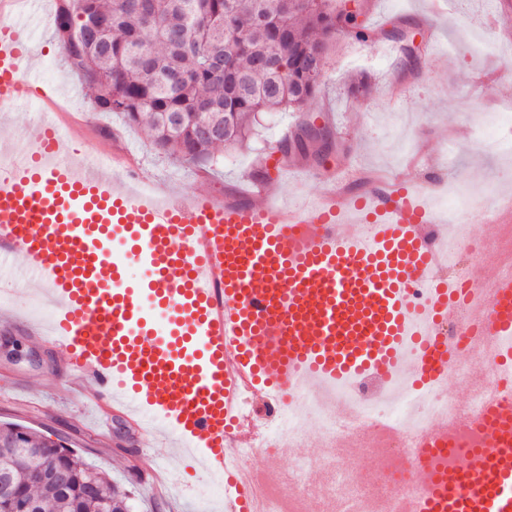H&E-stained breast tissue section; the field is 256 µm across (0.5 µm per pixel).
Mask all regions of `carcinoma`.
<instances>
[{
  "mask_svg": "<svg viewBox=\"0 0 512 512\" xmlns=\"http://www.w3.org/2000/svg\"><path fill=\"white\" fill-rule=\"evenodd\" d=\"M82 0H63L54 29L72 64L94 89L102 112H118L142 128L154 148L197 162L226 146L244 145L264 112L298 109L319 92L326 58L341 36L366 42L376 35L362 8L336 0H155L141 11L135 0H95L111 24L97 38L81 36ZM177 112L171 126L165 114ZM225 119L228 131L209 138ZM330 135L300 127L279 150L307 155L309 143ZM32 445L41 455L14 471L19 496L0 512H24L31 500L40 512H133L129 498L113 494L102 507L92 485L108 481L72 450L32 429L0 425V465ZM61 466L72 480L65 491L39 480L45 465Z\"/></svg>",
  "mask_w": 512,
  "mask_h": 512,
  "instance_id": "1",
  "label": "carcinoma"
}]
</instances>
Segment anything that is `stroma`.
Listing matches in <instances>:
<instances>
[{"label": "stroma", "instance_id": "stroma-1", "mask_svg": "<svg viewBox=\"0 0 512 512\" xmlns=\"http://www.w3.org/2000/svg\"><path fill=\"white\" fill-rule=\"evenodd\" d=\"M35 31V64L54 86L68 120L87 125L88 152L130 155L138 183L171 193L205 191L218 198L254 204L276 196L303 203L330 190L351 168L390 176L407 174L413 187L428 177L466 189L512 195V151L482 144L486 126L503 104H512V28L495 29V18L512 21V0H364L365 20L376 41L338 38L330 52L316 99L302 110L264 115L246 146L227 148L207 162L184 163L159 153L144 130L122 114L95 111L93 90L67 59L54 33L52 9ZM414 37L419 64L407 69L401 41L392 29ZM455 44L447 53V44ZM332 131L334 144L317 159L291 162L292 178L268 179V157L302 124ZM29 286H15L16 307L0 308V423L28 426L62 441L87 464L128 494L135 512H193L210 489L200 462L178 448H156L168 458L179 494L148 492L131 475L134 433L109 419L87 425L81 398L64 383L63 352L48 351L18 331L30 310Z\"/></svg>", "mask_w": 512, "mask_h": 512}]
</instances>
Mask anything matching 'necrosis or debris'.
Returning <instances> with one entry per match:
<instances>
[{
    "mask_svg": "<svg viewBox=\"0 0 512 512\" xmlns=\"http://www.w3.org/2000/svg\"><path fill=\"white\" fill-rule=\"evenodd\" d=\"M448 202L452 210L447 224L430 225L428 233L437 245L447 236L454 240L455 246L446 250L443 264L449 278L464 282L474 272L472 258L481 245L471 225L460 223L459 218L478 207L489 209L491 199L486 195L466 196L454 188ZM467 380L464 367L452 364L447 379L421 386L401 383L392 396L384 391L372 392L369 378L361 377L317 396L297 392L294 402L286 407L280 405L274 393L260 399L253 392H243L238 398V412L245 423L252 425L253 441L246 446L230 447L225 454V466L249 485L254 512H306L307 498L299 488L306 485L307 474L315 466L325 474L320 498L344 504L347 512H376L386 505L392 512H417L409 484L397 479V472L423 467L451 474L459 471L471 450L481 447L487 439L478 417L488 402L495 397L512 401V375L508 372L491 368L482 384L472 387L469 402L463 404L449 393L447 384ZM333 401L351 406L348 420L328 411L327 406ZM436 418L448 421L452 445L444 454L420 452L419 438ZM310 419L316 421L317 432L328 446L322 458L300 460L282 480L266 479L250 469L248 462L256 453L301 439ZM360 428L369 429L375 435L360 458L361 466L392 476V483L366 488L344 467L348 451L339 447L340 437Z\"/></svg>",
    "mask_w": 512,
    "mask_h": 512,
    "instance_id": "necrosis-or-debris-1",
    "label": "necrosis or debris"
}]
</instances>
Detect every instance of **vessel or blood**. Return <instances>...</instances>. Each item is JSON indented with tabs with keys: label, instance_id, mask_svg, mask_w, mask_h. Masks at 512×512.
<instances>
[{
	"label": "vessel or blood",
	"instance_id": "vessel-or-blood-1",
	"mask_svg": "<svg viewBox=\"0 0 512 512\" xmlns=\"http://www.w3.org/2000/svg\"><path fill=\"white\" fill-rule=\"evenodd\" d=\"M15 4L0 0V112L26 93L51 98L30 33L41 0ZM32 138L24 161L0 168V295L20 280L47 286L51 321L23 331L63 350L67 383H91L99 416L142 436L168 426L206 477L223 474L227 437L250 439L233 424L240 387L288 401L301 385L386 384L398 370L422 382L456 362L435 338L465 291L439 275L424 233L440 216L403 182L302 204L166 198L107 180L108 158L64 161L48 117ZM474 284L486 335H512V278L484 271ZM484 425L477 467L413 479L418 512H512V411L488 407ZM450 432L432 422L419 445Z\"/></svg>",
	"mask_w": 512,
	"mask_h": 512
}]
</instances>
